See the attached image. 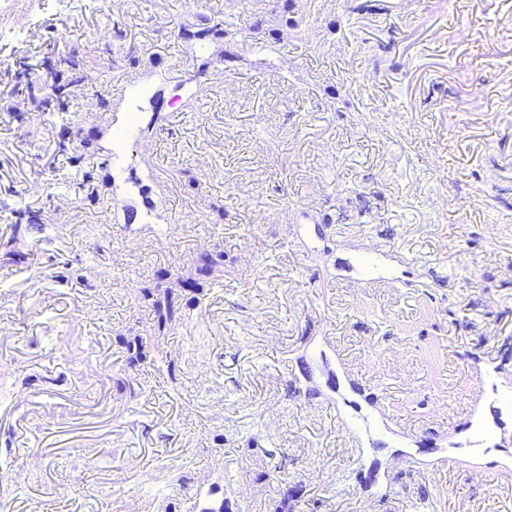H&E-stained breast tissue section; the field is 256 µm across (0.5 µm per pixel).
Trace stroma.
<instances>
[{
	"instance_id": "obj_1",
	"label": "stroma",
	"mask_w": 512,
	"mask_h": 512,
	"mask_svg": "<svg viewBox=\"0 0 512 512\" xmlns=\"http://www.w3.org/2000/svg\"><path fill=\"white\" fill-rule=\"evenodd\" d=\"M295 2L0 0V512H512V0ZM155 289L156 292L154 294ZM144 296L151 297L155 314V327L159 335H164L169 323L174 319L180 307V297L169 288L161 289L159 286L143 288ZM155 296V298H154Z\"/></svg>"
}]
</instances>
